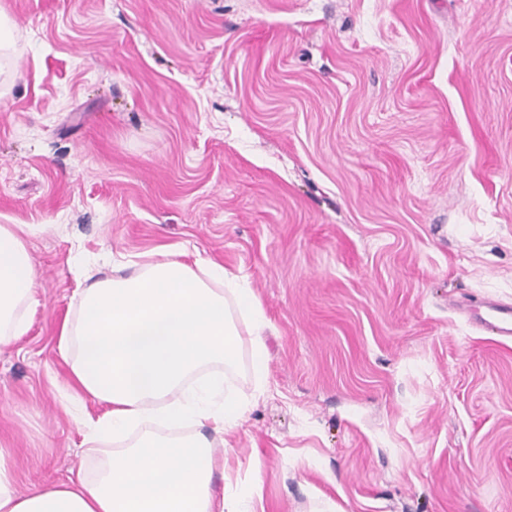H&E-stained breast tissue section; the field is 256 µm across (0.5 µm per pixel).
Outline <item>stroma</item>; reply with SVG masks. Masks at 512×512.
<instances>
[{"instance_id": "obj_1", "label": "stroma", "mask_w": 512, "mask_h": 512, "mask_svg": "<svg viewBox=\"0 0 512 512\" xmlns=\"http://www.w3.org/2000/svg\"><path fill=\"white\" fill-rule=\"evenodd\" d=\"M0 225L39 305L0 346L19 492L93 476L58 341L87 277L172 249L272 328L226 375L255 512H512V0H0ZM472 317L496 336L512 337V306L496 302H482L471 309Z\"/></svg>"}]
</instances>
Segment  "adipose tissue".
<instances>
[{
    "instance_id": "1",
    "label": "adipose tissue",
    "mask_w": 512,
    "mask_h": 512,
    "mask_svg": "<svg viewBox=\"0 0 512 512\" xmlns=\"http://www.w3.org/2000/svg\"><path fill=\"white\" fill-rule=\"evenodd\" d=\"M23 234L0 225V344L27 332L39 303ZM74 298L59 348L79 388L107 406L87 419V438L141 435L94 477L26 494L0 454V512H253L214 483L226 437L249 410L216 370L234 364L241 329L252 337L255 375H266L268 322L253 290L221 265L171 256L133 263L129 275L96 280ZM186 423L193 432L177 434Z\"/></svg>"
}]
</instances>
